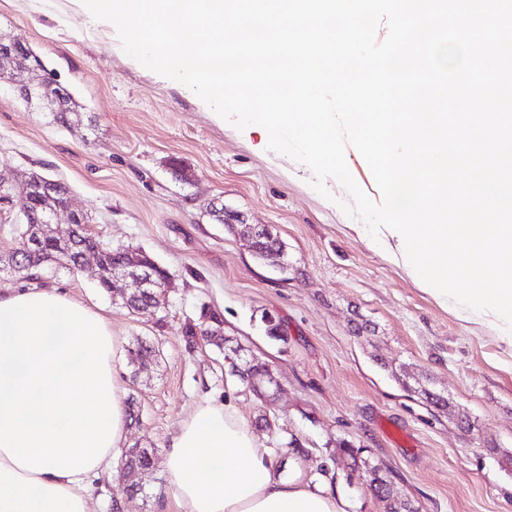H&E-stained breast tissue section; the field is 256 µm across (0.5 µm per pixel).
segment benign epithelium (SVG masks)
Here are the masks:
<instances>
[{
	"label": "benign epithelium",
	"mask_w": 512,
	"mask_h": 512,
	"mask_svg": "<svg viewBox=\"0 0 512 512\" xmlns=\"http://www.w3.org/2000/svg\"><path fill=\"white\" fill-rule=\"evenodd\" d=\"M44 64L25 44L0 33V77L8 74L15 90L24 96L29 104L49 112H58L59 100L68 95L57 80L44 73ZM18 206L28 224L19 246L12 254L34 257L44 254L42 243L47 239L56 242L58 248L67 250L77 236L96 238L89 226L87 214L69 210V194H62L57 189V181L47 175H39L27 180L18 196ZM69 210V231L61 235L54 228L59 212ZM217 220L226 227L242 234L248 244H253L261 234L273 236L267 228L248 224L237 216L224 218V212L216 211ZM156 262L141 251L130 250L125 263L114 266L98 277H107L112 283V297L129 299L141 293H149L157 288L153 280V266ZM135 285L133 292H128V283Z\"/></svg>",
	"instance_id": "7a95c632"
}]
</instances>
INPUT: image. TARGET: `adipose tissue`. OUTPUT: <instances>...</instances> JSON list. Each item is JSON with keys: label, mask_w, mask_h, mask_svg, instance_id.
Here are the masks:
<instances>
[{"label": "adipose tissue", "mask_w": 512, "mask_h": 512, "mask_svg": "<svg viewBox=\"0 0 512 512\" xmlns=\"http://www.w3.org/2000/svg\"><path fill=\"white\" fill-rule=\"evenodd\" d=\"M110 321L66 293H0V512H90L127 436ZM176 512H350L287 473L231 403H198L163 448Z\"/></svg>", "instance_id": "adipose-tissue-1"}]
</instances>
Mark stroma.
Returning <instances> with one entry per match:
<instances>
[{
	"label": "stroma",
	"mask_w": 512,
	"mask_h": 512,
	"mask_svg": "<svg viewBox=\"0 0 512 512\" xmlns=\"http://www.w3.org/2000/svg\"><path fill=\"white\" fill-rule=\"evenodd\" d=\"M0 33L31 47L80 105L81 124L19 101L0 82V182L36 171L70 189L69 210L114 248L146 252L168 283L156 317L134 314L98 286L94 266H43L37 284L98 306L118 338L115 369L140 406L126 447L162 448L201 400H231L269 448L298 439L304 467L331 463L355 512H387L338 452L349 443L380 465L394 497L416 512H512V347L437 304L355 227L348 192L269 151L260 126L218 125L192 94L156 79L68 0H0ZM222 208L269 227L287 271L256 258L218 223ZM224 320L222 346L187 347L183 329L202 310ZM284 330L269 336L267 318ZM371 332L357 337L356 324ZM154 342L157 358L133 368L127 349ZM261 358L279 391L260 402L228 374V358ZM448 398L444 413L413 388ZM123 464L98 482L91 512H159L171 500L162 464L129 498Z\"/></svg>",
	"instance_id": "35a3bbf8"
}]
</instances>
